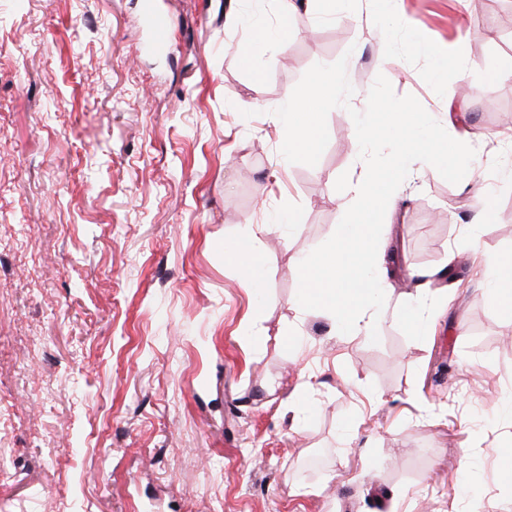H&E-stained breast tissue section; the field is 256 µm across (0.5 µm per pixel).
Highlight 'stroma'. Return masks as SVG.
Here are the masks:
<instances>
[{"instance_id":"1","label":"stroma","mask_w":512,"mask_h":512,"mask_svg":"<svg viewBox=\"0 0 512 512\" xmlns=\"http://www.w3.org/2000/svg\"><path fill=\"white\" fill-rule=\"evenodd\" d=\"M155 2L162 54L143 0H0V512H512V310L475 258L512 253V0H241L285 29L248 63L228 0ZM343 56L349 108L287 162L275 109ZM380 74L482 153L456 184L411 166L374 343L294 299ZM259 224L256 292L226 247ZM412 299L424 329L390 315ZM152 2L148 0L145 4L151 43L157 49H165L170 44L171 21L168 14L156 9Z\"/></svg>"}]
</instances>
